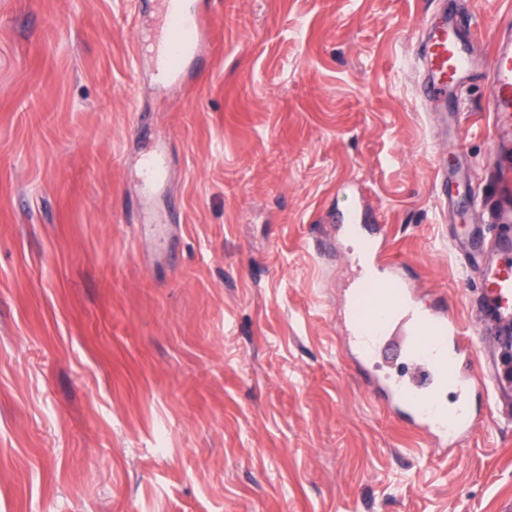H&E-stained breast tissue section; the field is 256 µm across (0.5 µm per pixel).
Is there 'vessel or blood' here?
Listing matches in <instances>:
<instances>
[{
    "instance_id": "obj_1",
    "label": "vessel or blood",
    "mask_w": 512,
    "mask_h": 512,
    "mask_svg": "<svg viewBox=\"0 0 512 512\" xmlns=\"http://www.w3.org/2000/svg\"><path fill=\"white\" fill-rule=\"evenodd\" d=\"M162 24L154 42L160 81L177 84L187 62L197 58L211 31L209 17L190 8L187 0H159ZM422 98L447 101L474 79L485 75L489 84V107L496 113H512V19L503 22L489 68H482L470 38L461 30L457 13L443 5L437 17L422 27L419 40ZM141 180L148 192L164 189L168 163L162 149L144 153L139 159ZM485 179L496 187L488 205L490 223H512V158L498 154L485 170ZM512 254V238L498 236L488 246L465 245L472 257V288L467 304L479 310L472 328H464L449 315L443 300L421 304L415 290L402 289L386 312L347 318L350 346L359 366L376 356L382 340L395 325L408 330L404 368L394 378L369 388L373 407L385 410L401 422L422 432L436 447L458 445L489 411L504 421L512 420V265L489 264L483 249ZM384 253L374 247L358 265L361 290L379 283V263ZM493 336L497 359L479 372L459 370L461 361L476 350L480 339ZM454 388L456 400L447 404L444 394Z\"/></svg>"
}]
</instances>
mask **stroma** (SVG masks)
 Returning a JSON list of instances; mask_svg holds the SVG:
<instances>
[{"instance_id": "1", "label": "stroma", "mask_w": 512, "mask_h": 512, "mask_svg": "<svg viewBox=\"0 0 512 512\" xmlns=\"http://www.w3.org/2000/svg\"><path fill=\"white\" fill-rule=\"evenodd\" d=\"M511 3L458 0L480 59ZM189 4L214 27L167 85L149 0H0V512H497L512 426L436 451L373 409L343 346L353 237L310 245L359 205L472 324L453 242L512 225L435 173L490 196L512 133L483 79L445 116L420 98L437 0ZM139 172L142 183L149 193L164 189L167 186L168 163L162 148H157L140 156Z\"/></svg>"}]
</instances>
